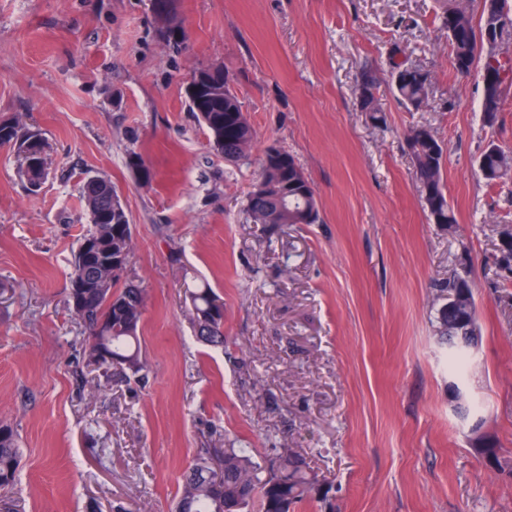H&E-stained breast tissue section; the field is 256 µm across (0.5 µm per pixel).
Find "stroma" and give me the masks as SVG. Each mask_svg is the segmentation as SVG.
<instances>
[{
	"label": "stroma",
	"mask_w": 512,
	"mask_h": 512,
	"mask_svg": "<svg viewBox=\"0 0 512 512\" xmlns=\"http://www.w3.org/2000/svg\"><path fill=\"white\" fill-rule=\"evenodd\" d=\"M447 7L178 0L189 47L176 53L150 0H0V121L22 115L51 145L36 193L0 146V423L23 453L0 512H170L184 469L228 441L266 461L306 456L322 494L295 512H512V476L470 432L480 424L512 458V279L495 275L512 179L487 184L477 166L488 144L512 150V87L485 125L479 72L451 65ZM393 59L429 72L423 108L396 98ZM212 65L234 75L256 131L248 159L214 152L189 109L190 76ZM366 67L379 123L357 94ZM416 126L444 148L453 227L427 216L406 141ZM272 145L302 167L320 223L247 219ZM90 170L133 225L145 380L94 370L67 308ZM462 271L482 338L459 377L434 333L435 286ZM193 284L224 300L223 348L194 335Z\"/></svg>",
	"instance_id": "1"
}]
</instances>
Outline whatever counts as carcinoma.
Masks as SVG:
<instances>
[{
	"label": "carcinoma",
	"instance_id": "1",
	"mask_svg": "<svg viewBox=\"0 0 512 512\" xmlns=\"http://www.w3.org/2000/svg\"><path fill=\"white\" fill-rule=\"evenodd\" d=\"M473 0H448L442 25L448 31L451 63L459 75H468L478 64L488 65L479 47L483 24H474ZM508 12L500 29V45L512 43V0H499ZM161 41L170 49L181 50L188 40L178 12H172L166 24L158 28ZM390 76L401 100L417 110L428 99L429 73L419 67L390 62ZM364 91L361 108L378 119L381 106L375 97L376 76L370 71L360 75ZM189 107L208 134L212 149L236 161L248 157L255 143V131L235 90L224 85V69L206 67L194 70L186 92ZM19 121H0V145H10L18 161L20 176L27 190L36 192L48 174L50 146L40 131ZM408 149L416 179L435 224L450 227L457 223L445 191L444 149L433 131L416 126L409 131ZM130 166L139 178L149 183L152 168L136 153L129 156ZM478 169L492 184L512 172V153L502 149L484 150ZM258 179L266 193L246 197V213L255 224H315L319 209L314 188L295 158L279 147L265 150ZM111 179L84 176L80 194L90 215L91 227L81 238L71 261L70 283L81 282L74 295L83 310L80 323L88 332V359L102 369L137 375L148 371L142 359L137 334L146 305V291L131 278H111L103 270L106 257L125 253L132 256V224L122 201L111 202ZM498 276L512 278V241L499 247ZM188 315L196 337L212 347L224 346V302L209 288L188 293ZM435 332L439 340L461 359L463 351L477 344L480 327L477 306L469 277L456 274L438 288ZM475 450L494 469L512 476V459L501 456L496 443L473 431ZM215 458L216 467L206 461L191 465L183 483L174 512H291V509L316 497L320 492L317 476L310 472L306 458L290 449L273 463H261L252 448L228 444L222 448L203 449ZM20 465L18 435L8 424H0V488L15 483Z\"/></svg>",
	"mask_w": 512,
	"mask_h": 512
}]
</instances>
